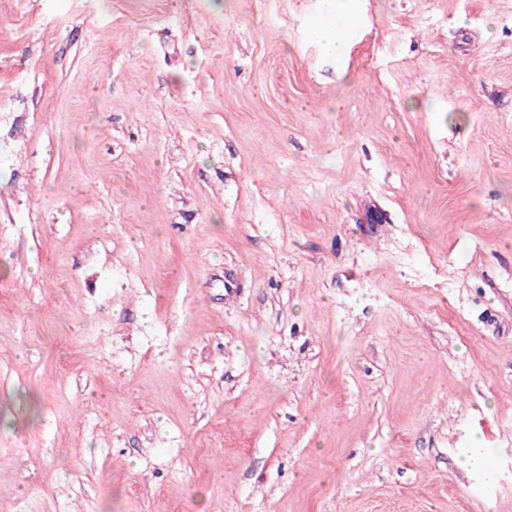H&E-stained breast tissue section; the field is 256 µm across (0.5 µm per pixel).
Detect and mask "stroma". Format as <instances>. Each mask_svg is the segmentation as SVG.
<instances>
[{"mask_svg":"<svg viewBox=\"0 0 512 512\" xmlns=\"http://www.w3.org/2000/svg\"><path fill=\"white\" fill-rule=\"evenodd\" d=\"M319 21L0 0V512H512V0ZM323 15L319 26L323 48L330 56H340L347 48L343 31L357 14L358 0H324Z\"/></svg>","mask_w":512,"mask_h":512,"instance_id":"35a3bbf8","label":"stroma"}]
</instances>
